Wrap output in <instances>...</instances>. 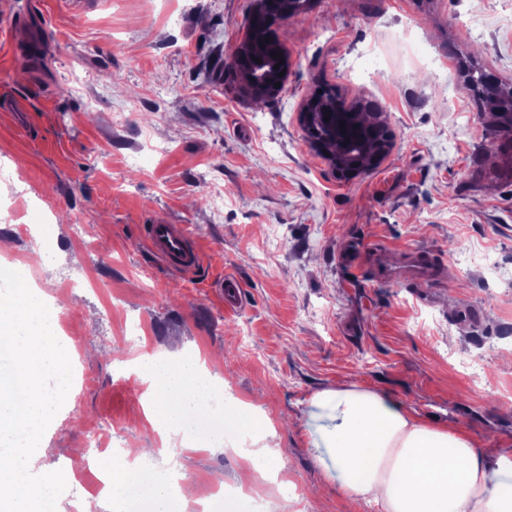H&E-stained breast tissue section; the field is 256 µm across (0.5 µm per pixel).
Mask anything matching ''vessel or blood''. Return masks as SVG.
<instances>
[{"label":"vessel or blood","instance_id":"b4317fda","mask_svg":"<svg viewBox=\"0 0 512 512\" xmlns=\"http://www.w3.org/2000/svg\"><path fill=\"white\" fill-rule=\"evenodd\" d=\"M143 238L152 255L180 277H194L206 269L201 246L183 224H148Z\"/></svg>","mask_w":512,"mask_h":512}]
</instances>
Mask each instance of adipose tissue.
Returning a JSON list of instances; mask_svg holds the SVG:
<instances>
[{
    "instance_id": "adipose-tissue-1",
    "label": "adipose tissue",
    "mask_w": 512,
    "mask_h": 512,
    "mask_svg": "<svg viewBox=\"0 0 512 512\" xmlns=\"http://www.w3.org/2000/svg\"><path fill=\"white\" fill-rule=\"evenodd\" d=\"M145 417L176 424L201 413L195 371L163 362L144 375ZM324 483L382 512H512V448L488 453L469 434L435 427L382 390L336 385L316 391L305 414ZM141 449L112 464L119 512H169L172 489Z\"/></svg>"
}]
</instances>
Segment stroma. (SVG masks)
Instances as JSON below:
<instances>
[{"instance_id": "1", "label": "stroma", "mask_w": 512, "mask_h": 512, "mask_svg": "<svg viewBox=\"0 0 512 512\" xmlns=\"http://www.w3.org/2000/svg\"><path fill=\"white\" fill-rule=\"evenodd\" d=\"M253 0H0V238L55 313L73 368L33 473L69 482L90 434L156 448L135 356L214 358L213 384L260 407L277 466L303 493L290 512H380L323 485L292 424L319 389L355 384L415 403L431 425L512 448V151L494 147L465 71L512 83V0H315L288 18L281 95L243 99L225 71ZM40 40L38 65L13 39ZM319 83L373 103L394 132L383 164L350 183L312 152L295 115ZM454 98L438 112L435 101ZM23 104L28 122L14 110ZM224 191L223 211L209 192ZM184 224L212 264L168 271L140 238ZM279 227L280 250L266 246ZM425 278L400 276L408 252ZM242 285L233 314L213 284ZM196 489L238 483L246 463L183 431Z\"/></svg>"}]
</instances>
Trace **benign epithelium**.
I'll list each match as a JSON object with an SVG mask.
<instances>
[{
	"instance_id": "7a95c632",
	"label": "benign epithelium",
	"mask_w": 512,
	"mask_h": 512,
	"mask_svg": "<svg viewBox=\"0 0 512 512\" xmlns=\"http://www.w3.org/2000/svg\"><path fill=\"white\" fill-rule=\"evenodd\" d=\"M295 3L292 0H254L251 16L254 20L264 22L267 30V37L270 42L279 43V30L288 20ZM262 41L252 36V30H246L245 36L237 43L234 54L243 57L248 56L254 63L247 69H239L236 72V80L243 97L249 100L260 98L276 97L285 87L288 81V73L292 68L291 58L283 46L279 45L277 51L282 53L284 63L279 59L267 54L265 48L261 47ZM285 75H280V72ZM490 90L489 104L497 112H505L512 116V93H500L498 88L502 83L494 73H489ZM280 87H275V83ZM350 109L337 94L326 91L314 97H307L300 105L297 112L299 126L309 131L315 125L325 124V118L335 119L341 113ZM311 150L320 154L328 163L336 178L342 181H350L374 166L380 164L392 151V144H387L376 151L371 161L366 162L360 156L349 152L344 148L336 149V152L329 153L314 138H307Z\"/></svg>"
}]
</instances>
